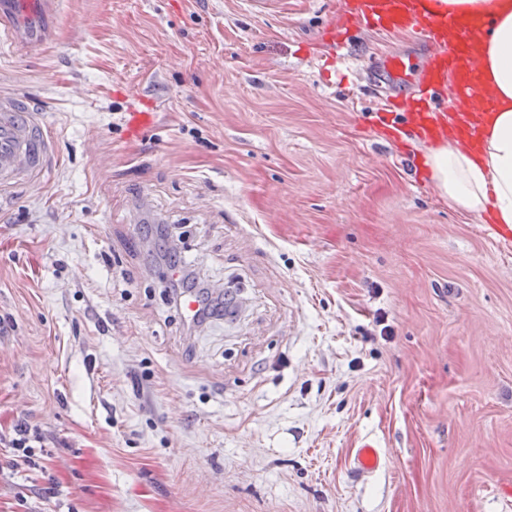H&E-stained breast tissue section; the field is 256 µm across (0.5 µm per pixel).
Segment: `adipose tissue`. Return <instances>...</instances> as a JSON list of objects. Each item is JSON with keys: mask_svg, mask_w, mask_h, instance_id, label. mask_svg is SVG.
Here are the masks:
<instances>
[{"mask_svg": "<svg viewBox=\"0 0 512 512\" xmlns=\"http://www.w3.org/2000/svg\"><path fill=\"white\" fill-rule=\"evenodd\" d=\"M448 13L493 11L496 24L482 44L484 77L495 86L498 103L488 120L478 153L448 140L429 150L425 164L449 206L480 216L493 213L512 225V0H439Z\"/></svg>", "mask_w": 512, "mask_h": 512, "instance_id": "1", "label": "adipose tissue"}]
</instances>
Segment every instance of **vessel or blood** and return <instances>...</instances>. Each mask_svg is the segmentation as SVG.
Wrapping results in <instances>:
<instances>
[{"label":"vessel or blood","instance_id":"b4317fda","mask_svg":"<svg viewBox=\"0 0 512 512\" xmlns=\"http://www.w3.org/2000/svg\"><path fill=\"white\" fill-rule=\"evenodd\" d=\"M62 8L63 0H0V44H13L26 53L51 45ZM347 21L387 31L412 29L428 50L422 77L402 104L404 125L387 128L389 141L399 142L407 130L432 145L453 136L465 149L480 147L496 95L482 79L476 40L481 30L491 28V18L451 15L438 9L437 0H355ZM443 84L450 87L446 115L435 99ZM58 159L42 108L33 103L20 109L12 93L0 90V200L42 189ZM380 461L378 448L365 441L353 464L358 473L367 474L378 469Z\"/></svg>","mask_w":512,"mask_h":512}]
</instances>
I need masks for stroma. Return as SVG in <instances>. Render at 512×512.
<instances>
[{"label":"stroma","instance_id":"stroma-1","mask_svg":"<svg viewBox=\"0 0 512 512\" xmlns=\"http://www.w3.org/2000/svg\"><path fill=\"white\" fill-rule=\"evenodd\" d=\"M66 0L0 47L59 165L0 213V512H502L512 250L383 136L411 32L348 0ZM153 108L126 133L127 107ZM150 207L128 222L141 199ZM239 214L238 225L224 214ZM174 252L240 320L187 325ZM41 435L16 468L13 427ZM383 467L355 476L360 439Z\"/></svg>","mask_w":512,"mask_h":512}]
</instances>
